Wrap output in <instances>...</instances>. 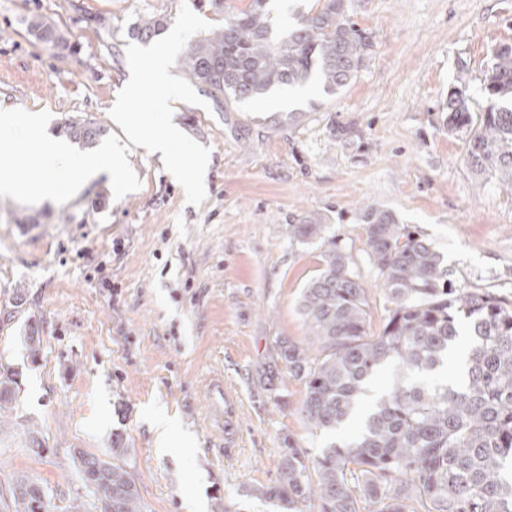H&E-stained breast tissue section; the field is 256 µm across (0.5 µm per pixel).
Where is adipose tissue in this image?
I'll use <instances>...</instances> for the list:
<instances>
[{"label":"adipose tissue","instance_id":"ef3b65f1","mask_svg":"<svg viewBox=\"0 0 512 512\" xmlns=\"http://www.w3.org/2000/svg\"><path fill=\"white\" fill-rule=\"evenodd\" d=\"M126 125L130 139L151 154L160 156L175 169L190 168L192 176L186 182V189L190 192L196 190L201 175L208 168L209 159L204 155L184 156L181 150L182 130L178 125H169L160 134L136 120H127ZM27 139L26 154L34 161L38 175L34 178H18L11 174H1V194L50 199L56 196L60 182H68L70 188L77 190L99 174L120 170L122 165V151L118 148L94 159L78 161L65 143L47 144L38 127L28 128Z\"/></svg>","mask_w":512,"mask_h":512}]
</instances>
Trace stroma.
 Segmentation results:
<instances>
[{"label": "stroma", "mask_w": 512, "mask_h": 512, "mask_svg": "<svg viewBox=\"0 0 512 512\" xmlns=\"http://www.w3.org/2000/svg\"><path fill=\"white\" fill-rule=\"evenodd\" d=\"M372 47L342 91L312 81L247 102L214 100L187 77L192 41L224 25L209 0H0V108L15 135L0 171L19 164L34 123L47 142L82 116L123 140L124 111L163 133L183 131L186 155L210 160L200 188L144 148L129 147L123 171L56 199L0 194V375H16L17 397L0 408V488L20 472L42 479L57 505L93 498L72 461L115 438L139 486L143 512H280L254 489L277 483L285 438L316 456L359 435L362 414L337 432L302 418L303 385L280 373L261 379L275 339L303 340L296 304L335 241L365 288L372 332L388 304L365 253L359 222L369 203L391 210L442 256L455 287L512 302V185L476 177L464 136L444 128L443 107L459 72L474 112L487 104L483 74L493 47L512 44V0H350ZM161 14L150 43L130 25ZM43 16L67 48L28 34ZM171 54L175 92L166 101L127 93L130 74ZM348 126L346 139L331 136ZM321 214L323 239L294 226ZM40 338L38 355L28 336ZM223 378L231 427L210 413L209 385ZM165 417L192 435L173 449L156 443ZM37 436L41 449L31 448Z\"/></svg>", "instance_id": "35a3bbf8"}]
</instances>
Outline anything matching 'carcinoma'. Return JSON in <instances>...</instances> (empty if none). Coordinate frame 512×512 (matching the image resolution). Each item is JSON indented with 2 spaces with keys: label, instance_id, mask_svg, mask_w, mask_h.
Wrapping results in <instances>:
<instances>
[{
  "label": "carcinoma",
  "instance_id": "obj_1",
  "mask_svg": "<svg viewBox=\"0 0 512 512\" xmlns=\"http://www.w3.org/2000/svg\"><path fill=\"white\" fill-rule=\"evenodd\" d=\"M269 0H248L224 28L197 40L183 59L190 79L225 100L260 97L274 87L319 82L333 95L356 78L370 37L350 20L348 0H315L293 28L276 34ZM43 44L67 39L41 17L25 20ZM165 29L161 16L142 17L128 35L148 42ZM459 86L448 93V131L466 136V162L482 177L512 181V45L491 51L484 71L489 104L472 115ZM67 138L96 144L106 128L85 118L60 126ZM366 253L391 304L381 332H370L366 288L331 241L321 268L297 301L305 338H276L277 359L304 383L301 414L332 432L366 396L369 379L390 364L404 373L374 403L361 434L312 458L286 442L278 483L254 492L283 512H512V304L479 290L453 287L443 258L389 209H361ZM323 218L308 213L296 225L301 240L317 238ZM466 321L475 337L459 385L421 380L443 365ZM126 451L112 442V460L87 451L75 458L92 482L97 512H143L135 477L117 462ZM9 512H76L53 503L49 488L25 473L14 476Z\"/></svg>",
  "mask_w": 512,
  "mask_h": 512
}]
</instances>
